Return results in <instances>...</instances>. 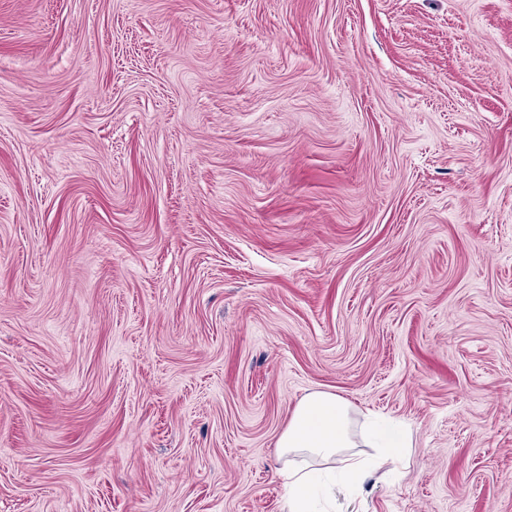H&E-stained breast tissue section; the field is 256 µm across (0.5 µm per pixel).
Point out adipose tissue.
Returning a JSON list of instances; mask_svg holds the SVG:
<instances>
[{
    "label": "adipose tissue",
    "mask_w": 512,
    "mask_h": 512,
    "mask_svg": "<svg viewBox=\"0 0 512 512\" xmlns=\"http://www.w3.org/2000/svg\"><path fill=\"white\" fill-rule=\"evenodd\" d=\"M360 444L377 446L378 451L367 458L352 456L351 448ZM277 446L286 455L304 454L327 463L340 461V472L351 483L395 462L408 448L407 442L370 425L361 433H354L349 403L331 392H314L303 398Z\"/></svg>",
    "instance_id": "1"
}]
</instances>
